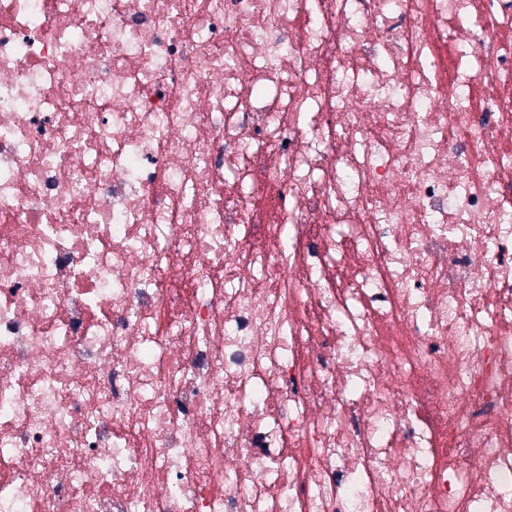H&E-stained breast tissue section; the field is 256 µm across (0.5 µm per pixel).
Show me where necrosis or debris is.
<instances>
[{
	"mask_svg": "<svg viewBox=\"0 0 512 512\" xmlns=\"http://www.w3.org/2000/svg\"><path fill=\"white\" fill-rule=\"evenodd\" d=\"M0 512H512V0H0Z\"/></svg>",
	"mask_w": 512,
	"mask_h": 512,
	"instance_id": "obj_1",
	"label": "necrosis or debris"
}]
</instances>
